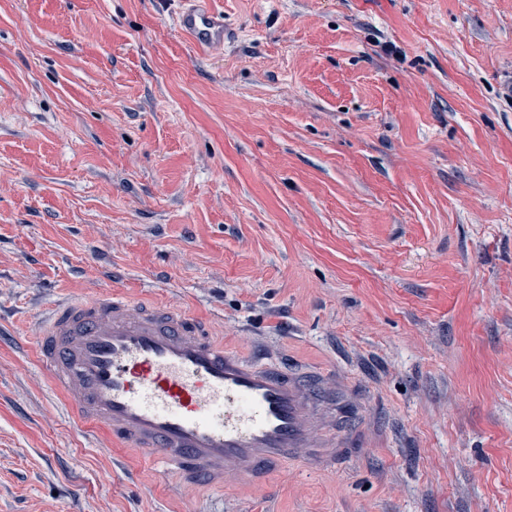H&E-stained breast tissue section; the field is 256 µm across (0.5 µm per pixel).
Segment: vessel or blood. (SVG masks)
<instances>
[{
	"instance_id": "1",
	"label": "vessel or blood",
	"mask_w": 512,
	"mask_h": 512,
	"mask_svg": "<svg viewBox=\"0 0 512 512\" xmlns=\"http://www.w3.org/2000/svg\"><path fill=\"white\" fill-rule=\"evenodd\" d=\"M176 26L198 47H224V19L209 0H185ZM35 351L49 385L83 426L112 439L177 481L221 490L229 473L243 485L288 462L332 467L363 448V414L346 410L330 436L327 403L351 381L323 368L298 369L267 352L258 360L211 336L186 310L117 293L55 303Z\"/></svg>"
}]
</instances>
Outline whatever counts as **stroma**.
Segmentation results:
<instances>
[{
	"label": "stroma",
	"mask_w": 512,
	"mask_h": 512,
	"mask_svg": "<svg viewBox=\"0 0 512 512\" xmlns=\"http://www.w3.org/2000/svg\"><path fill=\"white\" fill-rule=\"evenodd\" d=\"M0 0V512H512V0ZM116 290L346 371L379 430L264 493L115 459L35 360ZM188 6L176 17V26L199 48L210 52L224 49V17L216 14L209 0H184Z\"/></svg>",
	"instance_id": "1"
}]
</instances>
